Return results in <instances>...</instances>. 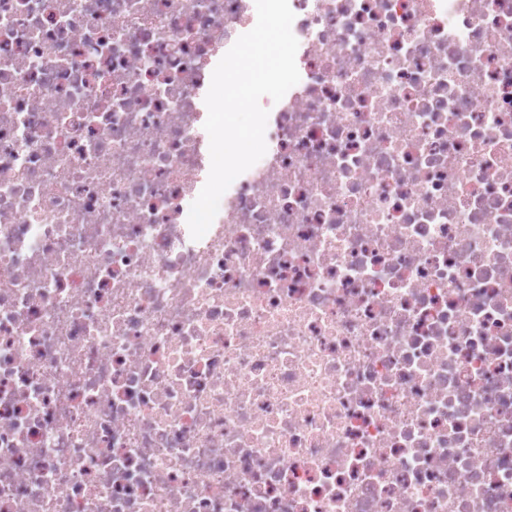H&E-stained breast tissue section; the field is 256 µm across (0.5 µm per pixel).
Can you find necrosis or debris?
Instances as JSON below:
<instances>
[{"instance_id": "4bbe7bcc", "label": "necrosis or debris", "mask_w": 512, "mask_h": 512, "mask_svg": "<svg viewBox=\"0 0 512 512\" xmlns=\"http://www.w3.org/2000/svg\"><path fill=\"white\" fill-rule=\"evenodd\" d=\"M289 5L195 240L251 0H0V512H512V0Z\"/></svg>"}]
</instances>
